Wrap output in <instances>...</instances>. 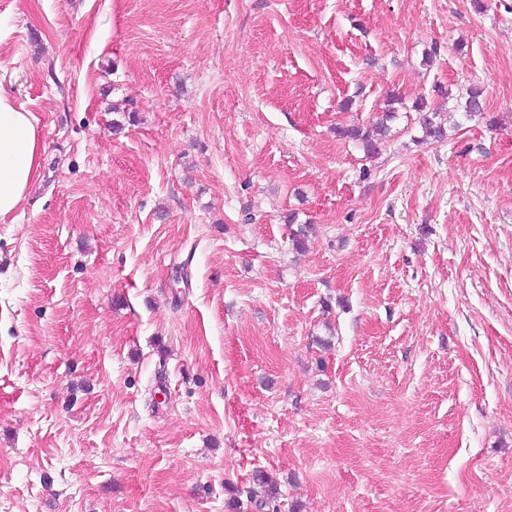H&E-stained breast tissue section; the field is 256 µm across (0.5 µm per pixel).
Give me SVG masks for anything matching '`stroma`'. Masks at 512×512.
Listing matches in <instances>:
<instances>
[{
    "instance_id": "obj_1",
    "label": "stroma",
    "mask_w": 512,
    "mask_h": 512,
    "mask_svg": "<svg viewBox=\"0 0 512 512\" xmlns=\"http://www.w3.org/2000/svg\"><path fill=\"white\" fill-rule=\"evenodd\" d=\"M0 85V512H512V0H0ZM43 153L38 120L0 85V218L26 199ZM418 111V123L425 133L426 137L435 140H441L446 136L445 132V118L443 112H438L436 109L426 110L427 104L423 98H419L414 106ZM389 131V127L382 118L379 122H376L371 126H352V127H341L337 130L340 137L351 139L353 141L360 142L367 154L378 153L379 144L383 140Z\"/></svg>"
}]
</instances>
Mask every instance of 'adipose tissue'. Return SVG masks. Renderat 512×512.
<instances>
[{
    "mask_svg": "<svg viewBox=\"0 0 512 512\" xmlns=\"http://www.w3.org/2000/svg\"><path fill=\"white\" fill-rule=\"evenodd\" d=\"M43 153L36 117L0 87V218L25 200Z\"/></svg>",
    "mask_w": 512,
    "mask_h": 512,
    "instance_id": "obj_1",
    "label": "adipose tissue"
}]
</instances>
